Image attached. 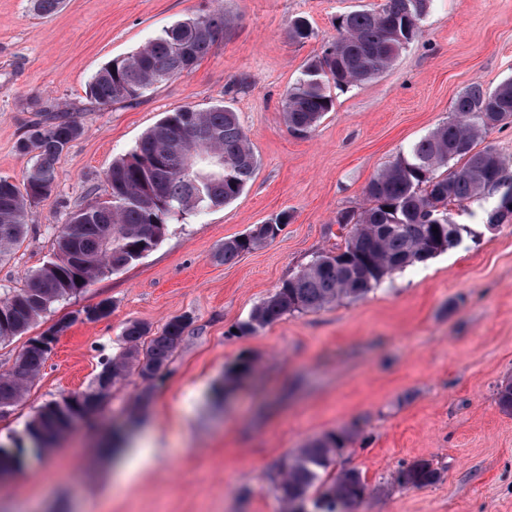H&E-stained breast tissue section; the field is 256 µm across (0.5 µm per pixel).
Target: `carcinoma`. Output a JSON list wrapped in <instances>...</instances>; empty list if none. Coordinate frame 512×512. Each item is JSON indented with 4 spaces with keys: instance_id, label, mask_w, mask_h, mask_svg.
Wrapping results in <instances>:
<instances>
[{
    "instance_id": "carcinoma-1",
    "label": "carcinoma",
    "mask_w": 512,
    "mask_h": 512,
    "mask_svg": "<svg viewBox=\"0 0 512 512\" xmlns=\"http://www.w3.org/2000/svg\"><path fill=\"white\" fill-rule=\"evenodd\" d=\"M433 0H385L380 10L359 9L336 19V37L303 65L282 112L288 127L308 134L334 107L330 89L380 76L420 31ZM230 20L224 10L178 20L133 53L105 63L91 77L87 95L99 106L132 105L148 89L191 69L223 39ZM41 118L27 126L17 150L28 166L17 181L0 176V261L23 239L31 206L56 186L57 164L85 132L74 117L41 107ZM454 118L410 146L368 183L372 205L360 212L341 210L336 223L346 230L344 246L316 256L255 308L237 333L249 335L295 311L316 310L359 298L398 270L423 262L454 246L459 225L448 206H459L487 192L499 195L488 223L512 220V176L498 152L478 147L493 128L512 122V79L493 90L469 85L453 106ZM176 133L181 144L172 145ZM222 160L214 166L197 148ZM258 160L235 112L224 104L206 109L176 108L160 119L126 156L106 173L109 197L72 213L54 239L53 257L27 277L26 284L0 297V341L25 335L55 303L88 288L105 268L118 271L152 251L172 220L198 209L220 208L235 200L253 177ZM159 197L145 206L148 190ZM391 211H386V208ZM227 239L217 258L231 263L269 240L282 220ZM438 231H432V228ZM190 322L173 317L155 331L132 321L123 330L125 351L97 375L88 392L45 405L27 425L32 447L47 448L79 420L88 418L111 392L108 381L135 373L151 380L181 345ZM68 328L54 324L28 339L13 368L0 373V414L15 406L45 365L51 349L46 336ZM350 438L345 429L309 440L286 458L275 482L285 512L313 501L315 512H344L366 496L368 484L356 471L329 472ZM24 449L0 443V475L22 463ZM439 472L421 460L401 468L397 481L419 487L436 482Z\"/></svg>"
}]
</instances>
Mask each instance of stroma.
<instances>
[{"label":"stroma","mask_w":512,"mask_h":512,"mask_svg":"<svg viewBox=\"0 0 512 512\" xmlns=\"http://www.w3.org/2000/svg\"><path fill=\"white\" fill-rule=\"evenodd\" d=\"M384 2L63 0L42 17L33 0H0V176L18 180L26 169L16 143L37 118L33 98L85 128L61 157L53 192L31 206L24 241L0 262V295L45 263L70 213L106 197L113 160L165 112L229 106L258 160L230 204L172 221L140 260L54 304L28 336L0 342L1 373L27 337L69 324L30 391L0 415V440L22 445L42 406L88 390L119 356L128 322L157 330L192 318L154 380L117 383L89 423L0 483V512H282L273 487L282 462L341 429L351 440L334 468L358 471L369 486L353 512H512V414L498 404L512 382V222L488 226L496 196L450 206L463 228L457 245L364 296L234 332L313 256L343 245L337 212L366 207L370 179L450 121L467 86L492 90L512 77V0H433L392 66L334 90L316 129L293 133L282 99L304 63L335 37L337 16ZM217 6L233 22L191 70L131 106L88 99L106 61ZM297 18L308 21V39H289ZM282 214L288 222L273 240L234 263L217 260L226 239ZM102 301L111 314L87 320ZM244 360L253 371L225 385ZM116 431L157 442L154 465L128 486L115 479L119 454L104 449ZM418 459L438 468L439 480L399 485L398 470Z\"/></svg>","instance_id":"obj_1"}]
</instances>
